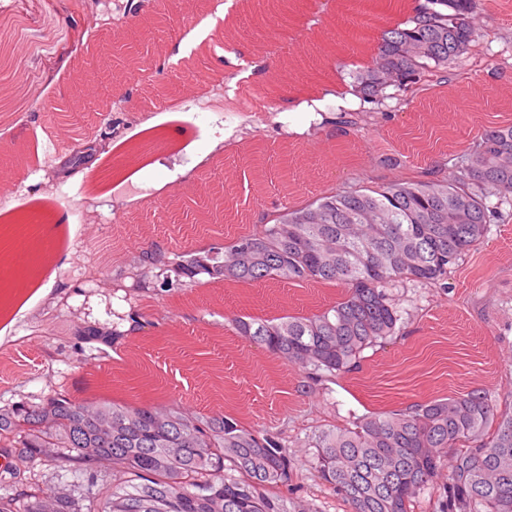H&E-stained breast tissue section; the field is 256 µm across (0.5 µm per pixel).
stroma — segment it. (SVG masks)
<instances>
[{"label": "stroma", "mask_w": 512, "mask_h": 512, "mask_svg": "<svg viewBox=\"0 0 512 512\" xmlns=\"http://www.w3.org/2000/svg\"><path fill=\"white\" fill-rule=\"evenodd\" d=\"M131 0H0V20L25 19L27 55L16 72L30 85V98L16 99L12 111L0 112V145L24 153L26 164L8 193H0V216L21 220L35 209L60 217V226L31 234L18 231L15 272L18 288L0 287V399L18 390L41 392L46 353L54 336H34L29 319L45 303H53L68 321L111 318L129 305L112 291L104 274H93L96 257L84 239L111 233L118 248L136 251L144 242L140 229L155 225L154 240L168 250L197 247L205 236L234 233L259 223L274 206L295 198L315 197L356 178L377 177L370 161L375 144L385 143L408 154L433 142L425 122L427 110L439 107L442 96L424 104L401 107L399 121L379 124L354 138L351 158L332 160L325 134L312 127L323 116L355 108L358 98L345 97L353 74L369 58L342 41L346 0H229L226 17L216 13V0H139L131 15ZM141 27L138 63H149L147 83H122L105 96L112 77L98 72L101 53H109L114 69L123 65V51L108 46L115 26ZM188 25L181 39L170 29ZM478 37L486 70L473 75V59L459 64V92L481 85L497 73L500 88L512 89V29L498 16L480 14ZM280 51H273L272 42ZM207 59L209 89L189 100L186 108L164 109L165 101L181 97L185 72ZM257 89L269 95V111L256 127L242 125L229 99ZM320 101L319 110L306 102ZM65 103L84 114L86 127L102 118L101 108L122 109L126 126L116 138L103 166L120 162L126 149L158 139L156 148L122 178L90 184L87 171L55 177L59 160L71 155L77 132L60 134L53 108ZM122 223H115V215ZM489 257L480 281L462 278L461 298L451 304L419 288L406 289L401 306L413 334L397 341L376 358V383L395 386L406 357L418 349L439 352L452 347L450 363L428 361L458 387L473 378L493 379V393L512 390V224L493 229L483 249ZM66 285L59 296L45 283ZM308 287L253 286L242 291L205 285L179 293L157 307V326L146 328L150 340L130 345L120 357L150 371L168 388L171 400L209 406L213 392L202 372L219 365L224 384L249 407L248 422L264 424L290 417L273 386H291V372L275 379L265 376L262 351L231 336L224 318L233 314L279 315L314 302Z\"/></svg>", "instance_id": "obj_1"}]
</instances>
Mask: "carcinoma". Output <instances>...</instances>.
<instances>
[{"label":"carcinoma","instance_id":"obj_1","mask_svg":"<svg viewBox=\"0 0 512 512\" xmlns=\"http://www.w3.org/2000/svg\"><path fill=\"white\" fill-rule=\"evenodd\" d=\"M404 25L370 36L372 62L353 75L359 106L322 125L352 138L391 122L393 97L410 104L443 88L472 57L483 0H404ZM393 93H387V89ZM108 115L97 146L112 140ZM375 165L395 176L357 179L306 203L265 214L233 235L186 252L144 243L113 270L132 280L127 325L61 321L57 357L89 367L79 398L64 386L0 404V512H319L307 481L345 512H512V405L474 384L427 392L412 404L362 383L374 355L405 337L396 290L412 283L455 294L494 227L512 223V120L465 145L413 161L379 147ZM257 284L337 289L328 302L278 317L235 315L232 335L294 372L298 402L341 389L367 392L365 412L336 424V406L305 410L302 463L288 423L254 426L230 406L192 410L122 388L98 373L132 334L154 325V305L198 286Z\"/></svg>","mask_w":512,"mask_h":512}]
</instances>
